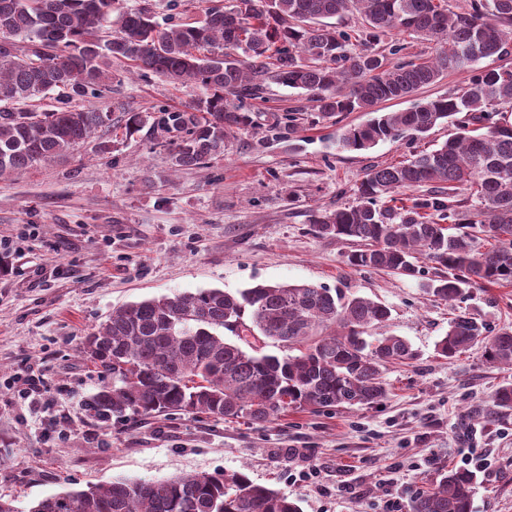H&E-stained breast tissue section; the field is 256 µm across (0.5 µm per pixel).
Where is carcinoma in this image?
<instances>
[{"label":"carcinoma","instance_id":"cac0c4a2","mask_svg":"<svg viewBox=\"0 0 512 512\" xmlns=\"http://www.w3.org/2000/svg\"><path fill=\"white\" fill-rule=\"evenodd\" d=\"M115 0H0V178L54 161L97 132L111 112L75 100L112 91V64L199 85L206 95L181 110L126 112L125 133L149 127L168 149L172 168L201 166L224 155L226 142L254 125L247 102L269 83L311 95L329 117L373 112L378 103L413 95L444 73H469L462 94L426 99L406 112H383L341 130L343 150H365L428 132L465 114L460 132L438 148L366 172L356 204L316 210L314 231L357 243L356 268L415 277L423 258L448 271L425 284L449 303L466 288L512 284V68L479 62L512 52V0H470L456 12L448 0H236L224 10L199 0L201 25L161 28L149 7L115 11ZM354 8L365 17L359 40L412 31L439 45L432 58L390 66L386 56L352 51L351 35L331 19ZM54 96L53 109L24 104ZM293 119L268 128L266 140L293 134ZM430 186L411 200L404 188ZM390 310L369 298L314 284L257 285L175 293L115 310L86 336L85 358L112 386L90 410L101 419L131 410L181 412L253 424L290 410L369 406L383 400L388 363L416 359L410 343L387 332ZM236 337L224 339V331ZM274 342L297 351L270 355ZM483 348L486 362L512 366V327L492 331L457 309L436 353L448 360ZM494 407L512 410V382ZM473 475L450 470L411 501V512H471ZM30 512H300L278 491L242 472L196 473L159 480H117L53 494Z\"/></svg>","mask_w":512,"mask_h":512}]
</instances>
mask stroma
Segmentation results:
<instances>
[{
	"instance_id": "obj_1",
	"label": "stroma",
	"mask_w": 512,
	"mask_h": 512,
	"mask_svg": "<svg viewBox=\"0 0 512 512\" xmlns=\"http://www.w3.org/2000/svg\"><path fill=\"white\" fill-rule=\"evenodd\" d=\"M468 75L450 72L415 98L380 104L409 109L417 98L459 93ZM202 95L159 76L118 66L103 104L112 112V148L88 139L66 159L0 179V497L29 512L45 496L116 480L198 472H242L294 500L301 512H409L413 497L475 448L490 468L476 474L471 512H512V413L485 418L512 368L485 361L481 347L453 360L435 352L453 308L428 294L430 262L408 277L358 269L351 242L316 234L312 211L354 203L367 169L429 151L454 136L449 121L415 139L361 151L337 149L342 121L314 111L305 91L270 84L252 101L254 127L236 134L223 158L173 170L148 131L126 135V111L184 109ZM297 110L294 134L264 141L265 130ZM312 283L370 298L392 312L390 329L417 353L387 365V396L370 407L296 410L267 425L182 413L93 418L87 401L111 376L82 352L86 336L113 310L150 297L257 284ZM477 320L512 325V285L468 288ZM48 392L19 398L30 370ZM59 435L46 439L43 431ZM304 467L311 480H294Z\"/></svg>"
}]
</instances>
